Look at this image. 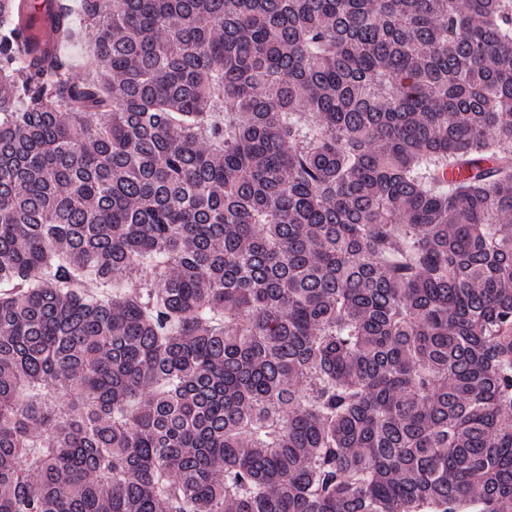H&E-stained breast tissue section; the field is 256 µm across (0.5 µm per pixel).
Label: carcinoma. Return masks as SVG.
<instances>
[{"instance_id":"cac0c4a2","label":"carcinoma","mask_w":512,"mask_h":512,"mask_svg":"<svg viewBox=\"0 0 512 512\" xmlns=\"http://www.w3.org/2000/svg\"><path fill=\"white\" fill-rule=\"evenodd\" d=\"M109 2L0 0V512H512V0ZM22 9V20L34 16L38 23L45 30L47 35L31 46L30 51L35 54L50 53L58 54L60 44L49 37L57 20V10L54 1L49 0H27ZM86 44L77 39L67 43L62 47V53L67 56L71 63V74L75 79H81L84 76V57Z\"/></svg>"}]
</instances>
